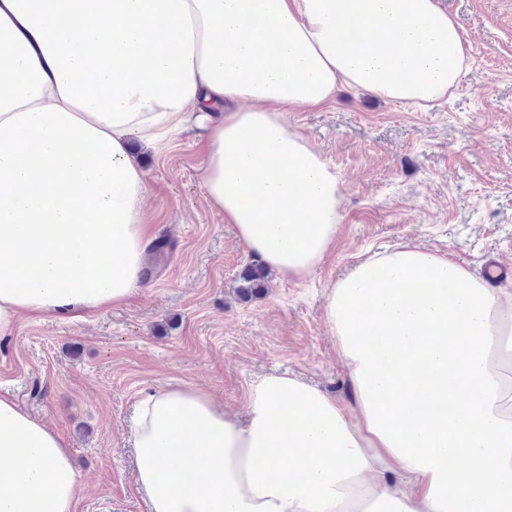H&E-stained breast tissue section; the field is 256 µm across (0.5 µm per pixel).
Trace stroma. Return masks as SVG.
<instances>
[{
  "label": "stroma",
  "mask_w": 512,
  "mask_h": 512,
  "mask_svg": "<svg viewBox=\"0 0 512 512\" xmlns=\"http://www.w3.org/2000/svg\"><path fill=\"white\" fill-rule=\"evenodd\" d=\"M441 5L465 66L438 103L342 86L326 105L287 115L341 188L343 219L314 273L272 276L248 302L233 294L252 257L204 198V133L191 124L139 151L150 227L141 293L78 320L25 315L0 337V394L69 448L82 483L74 512H148L130 441L146 393L193 385L241 418L251 385L286 372L349 400L326 304L359 260L409 243L512 291V0Z\"/></svg>",
  "instance_id": "stroma-1"
}]
</instances>
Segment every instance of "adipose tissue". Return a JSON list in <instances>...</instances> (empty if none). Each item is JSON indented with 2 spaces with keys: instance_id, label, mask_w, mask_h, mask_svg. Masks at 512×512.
Masks as SVG:
<instances>
[{
  "instance_id": "1",
  "label": "adipose tissue",
  "mask_w": 512,
  "mask_h": 512,
  "mask_svg": "<svg viewBox=\"0 0 512 512\" xmlns=\"http://www.w3.org/2000/svg\"><path fill=\"white\" fill-rule=\"evenodd\" d=\"M464 63L438 0H0V337L141 290L132 144L195 112L211 206L267 268L310 275L341 190L287 112L341 83L430 103ZM327 323L352 403L285 374L241 419L193 386L140 399L150 512H512V293L404 244L331 288ZM81 489L60 438L0 396V512H74Z\"/></svg>"
}]
</instances>
